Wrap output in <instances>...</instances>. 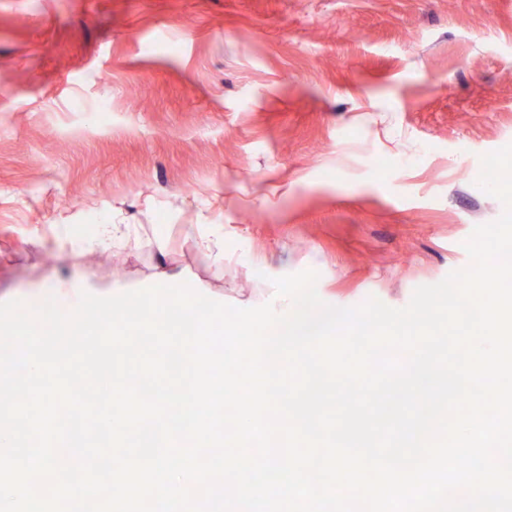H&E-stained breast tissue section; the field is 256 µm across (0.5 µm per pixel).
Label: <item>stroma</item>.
I'll return each mask as SVG.
<instances>
[{
    "mask_svg": "<svg viewBox=\"0 0 512 512\" xmlns=\"http://www.w3.org/2000/svg\"><path fill=\"white\" fill-rule=\"evenodd\" d=\"M509 144L512 0H0V303L164 266L219 302L313 270L326 304L402 308L501 216L476 181ZM103 220L130 244L48 245ZM186 224L223 225V266Z\"/></svg>",
    "mask_w": 512,
    "mask_h": 512,
    "instance_id": "stroma-1",
    "label": "stroma"
}]
</instances>
